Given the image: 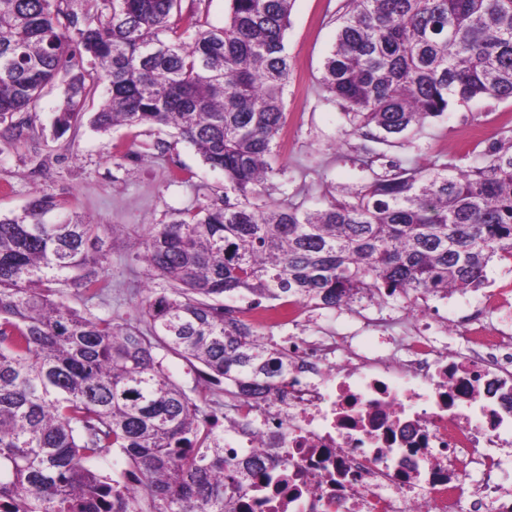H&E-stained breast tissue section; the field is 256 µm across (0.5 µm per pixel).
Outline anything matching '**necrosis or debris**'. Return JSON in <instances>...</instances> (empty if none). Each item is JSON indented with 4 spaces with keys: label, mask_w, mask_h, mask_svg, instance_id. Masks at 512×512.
I'll return each mask as SVG.
<instances>
[{
    "label": "necrosis or debris",
    "mask_w": 512,
    "mask_h": 512,
    "mask_svg": "<svg viewBox=\"0 0 512 512\" xmlns=\"http://www.w3.org/2000/svg\"><path fill=\"white\" fill-rule=\"evenodd\" d=\"M448 299L406 300V331L392 341L385 320L364 312L356 332L289 337L294 367L236 412L224 438L267 476L236 495L234 512H512L501 455L512 447V326L495 319L512 295L485 291L433 337L429 321ZM240 316L296 329L309 311L284 301Z\"/></svg>",
    "instance_id": "4bbe7bcc"
}]
</instances>
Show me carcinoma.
<instances>
[{
    "mask_svg": "<svg viewBox=\"0 0 512 512\" xmlns=\"http://www.w3.org/2000/svg\"><path fill=\"white\" fill-rule=\"evenodd\" d=\"M292 7L227 0L224 25L203 30L182 0H0L1 134L23 138L59 81L66 130L103 84L97 130L170 128L224 173V194L135 243L164 284L138 302L146 332L57 288L92 299L110 287L102 225L47 195L0 216V512H234L258 470L225 452L215 412L166 356L236 403L257 399L288 357L228 301L474 293L494 259H512V140L465 168L391 160L316 209L270 199ZM336 22L321 85L368 141L392 146L456 105L512 101V0H348ZM112 449L136 485L100 468ZM163 365L171 377L181 382L187 390H191L196 384L197 374L184 361L167 356Z\"/></svg>",
    "mask_w": 512,
    "mask_h": 512,
    "instance_id": "cac0c4a2",
    "label": "carcinoma"
}]
</instances>
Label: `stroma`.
<instances>
[{
    "label": "stroma",
    "instance_id": "obj_1",
    "mask_svg": "<svg viewBox=\"0 0 512 512\" xmlns=\"http://www.w3.org/2000/svg\"><path fill=\"white\" fill-rule=\"evenodd\" d=\"M346 5V0H294L286 33L292 62L285 108L289 143L278 150L281 173L271 191L277 202L314 208L370 178L360 164L363 139L348 134L341 105L320 84L336 37V17ZM62 97V86L48 90L31 131L20 140L0 138V214L22 212L33 196L51 195L95 223L115 226L109 238L108 290L89 300L68 288L63 299L116 323L136 325L139 295L153 281L136 257L134 239L145 225L171 223L223 194L224 176L165 127L118 126L100 133L84 120L55 135ZM473 126L484 128L490 141L511 139L512 102L456 107L397 146L375 143L371 149L425 169L466 166L483 155L482 149L467 151L460 144L461 131Z\"/></svg>",
    "mask_w": 512,
    "mask_h": 512
}]
</instances>
